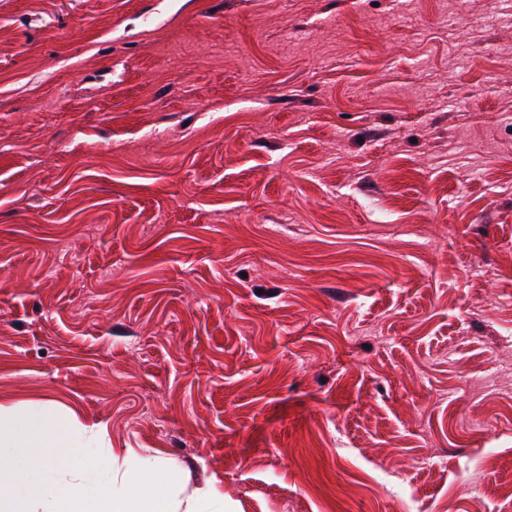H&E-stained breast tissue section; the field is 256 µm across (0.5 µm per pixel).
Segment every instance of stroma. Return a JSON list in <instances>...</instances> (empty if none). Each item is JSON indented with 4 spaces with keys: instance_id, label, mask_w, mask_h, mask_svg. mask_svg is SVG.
<instances>
[{
    "instance_id": "35a3bbf8",
    "label": "stroma",
    "mask_w": 512,
    "mask_h": 512,
    "mask_svg": "<svg viewBox=\"0 0 512 512\" xmlns=\"http://www.w3.org/2000/svg\"><path fill=\"white\" fill-rule=\"evenodd\" d=\"M512 0H0V404L228 512H512Z\"/></svg>"
}]
</instances>
